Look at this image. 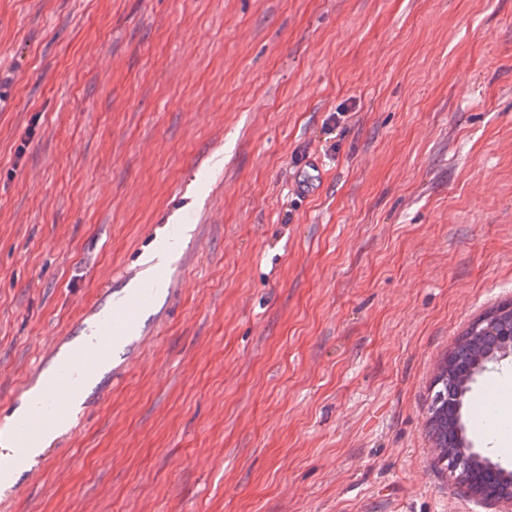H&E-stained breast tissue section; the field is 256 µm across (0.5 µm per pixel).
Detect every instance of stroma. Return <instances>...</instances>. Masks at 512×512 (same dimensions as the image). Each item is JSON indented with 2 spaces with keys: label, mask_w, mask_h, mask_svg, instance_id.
I'll list each match as a JSON object with an SVG mask.
<instances>
[{
  "label": "stroma",
  "mask_w": 512,
  "mask_h": 512,
  "mask_svg": "<svg viewBox=\"0 0 512 512\" xmlns=\"http://www.w3.org/2000/svg\"><path fill=\"white\" fill-rule=\"evenodd\" d=\"M187 225L0 512H496L427 420L512 300V0H0V423ZM187 231L188 229H185L184 234L180 237H169L160 249L144 259L143 263L155 262L154 265L149 267V270L157 271L160 267L171 263L178 256L186 244Z\"/></svg>",
  "instance_id": "35a3bbf8"
}]
</instances>
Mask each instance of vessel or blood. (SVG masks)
Masks as SVG:
<instances>
[{
  "label": "vessel or blood",
  "instance_id": "obj_1",
  "mask_svg": "<svg viewBox=\"0 0 512 512\" xmlns=\"http://www.w3.org/2000/svg\"><path fill=\"white\" fill-rule=\"evenodd\" d=\"M130 277L135 288L97 315L92 343L51 345L46 362L53 372L41 388L39 411L19 418L12 427L15 458H26L41 439L58 434L62 426L75 425L84 408L85 381L99 376L117 344L137 342V324L154 304L157 291L154 279L141 272H131Z\"/></svg>",
  "mask_w": 512,
  "mask_h": 512
}]
</instances>
